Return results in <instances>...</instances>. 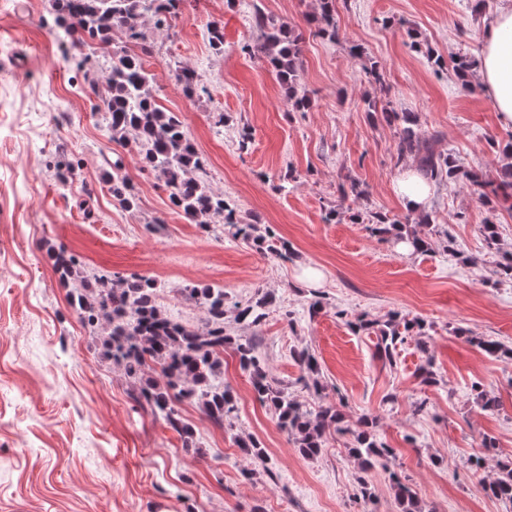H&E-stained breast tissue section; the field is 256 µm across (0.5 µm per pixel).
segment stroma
<instances>
[{
  "mask_svg": "<svg viewBox=\"0 0 512 512\" xmlns=\"http://www.w3.org/2000/svg\"><path fill=\"white\" fill-rule=\"evenodd\" d=\"M332 4L333 39L308 23L320 0H183L171 30L145 19L143 39L130 45L158 104L179 113L205 158L212 188L235 201L242 219L259 217L290 242L283 261L232 238L221 219L205 228L173 209L131 146L101 132L107 88H90L83 73L105 71V60L54 38L49 0H0V512H401L394 473L424 512H512L483 490L499 462L512 460V359L466 340L512 348V283L487 276L512 252V211L482 204L468 181L474 173L498 178L512 160L502 151L512 128L499 123L483 86L461 82L451 65L461 53H481L503 0ZM258 9L303 35L305 111L291 109L272 69L246 51L259 39ZM213 22L224 29L220 52L209 46ZM435 57L442 66L432 65ZM373 62L382 81L368 71ZM178 65L194 71L201 93L186 96L173 83ZM384 107L413 113L419 132L436 135V151L462 170L432 183L431 223H418L393 191L417 162L398 159ZM118 157L139 193L133 212L115 203L103 179ZM67 164L74 171L64 185L57 172ZM354 183L365 196L341 193ZM375 212L427 236L431 251H405L376 235ZM486 223L498 227V248L484 242ZM60 244L86 268L156 280L163 310L183 322L203 316L184 289L223 288L225 333L255 337L271 376L302 405L336 406L354 429L374 419L377 441L394 448L395 460L362 470L349 437L336 434L319 456H302L229 347L224 382L237 416L220 428L198 405L182 404L195 442L185 449L132 399L70 307L48 255ZM310 269L317 282L306 279ZM264 293L276 298L266 318L239 323L233 305ZM316 299L323 308L312 317ZM395 311L424 329L388 364L377 354L376 326ZM361 316L373 328L351 330ZM422 340L434 357L431 384L419 377ZM302 349L317 358V375L303 376L294 359ZM475 381L499 397L500 410L475 404ZM486 435L495 447L482 446ZM248 437L261 443L266 463L239 448ZM472 456L483 458L481 469L468 467ZM362 477L368 501L358 495Z\"/></svg>",
  "mask_w": 512,
  "mask_h": 512,
  "instance_id": "35a3bbf8",
  "label": "stroma"
}]
</instances>
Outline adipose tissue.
Masks as SVG:
<instances>
[{
  "label": "adipose tissue",
  "mask_w": 512,
  "mask_h": 512,
  "mask_svg": "<svg viewBox=\"0 0 512 512\" xmlns=\"http://www.w3.org/2000/svg\"><path fill=\"white\" fill-rule=\"evenodd\" d=\"M478 76L501 124L512 126V7L501 9L486 30Z\"/></svg>",
  "instance_id": "1"
}]
</instances>
